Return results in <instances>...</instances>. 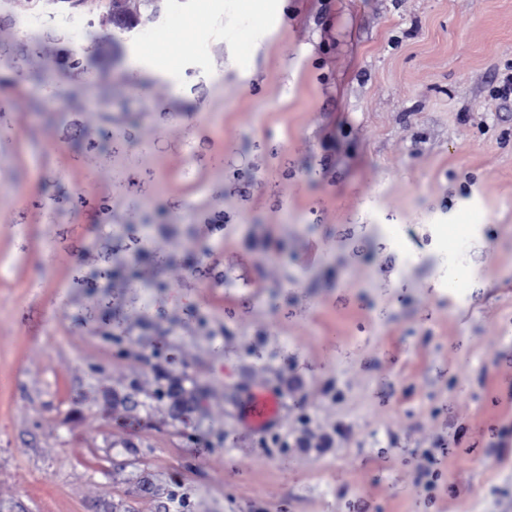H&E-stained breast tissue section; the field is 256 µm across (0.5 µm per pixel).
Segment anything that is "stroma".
<instances>
[{
    "instance_id": "1",
    "label": "stroma",
    "mask_w": 512,
    "mask_h": 512,
    "mask_svg": "<svg viewBox=\"0 0 512 512\" xmlns=\"http://www.w3.org/2000/svg\"><path fill=\"white\" fill-rule=\"evenodd\" d=\"M233 2L0 0V512H512V0ZM110 19L113 23H117L124 27L130 20L139 22L141 12L139 0H111ZM280 401L273 395L259 393L247 403L243 412L244 421L254 429H261L278 415Z\"/></svg>"
}]
</instances>
